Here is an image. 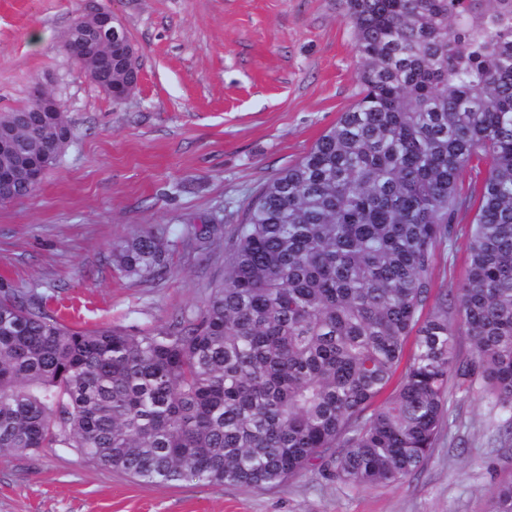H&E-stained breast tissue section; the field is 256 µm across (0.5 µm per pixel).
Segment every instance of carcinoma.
Returning <instances> with one entry per match:
<instances>
[{"label":"carcinoma","instance_id":"1","mask_svg":"<svg viewBox=\"0 0 512 512\" xmlns=\"http://www.w3.org/2000/svg\"><path fill=\"white\" fill-rule=\"evenodd\" d=\"M342 5L357 99L251 199L198 312L134 334L0 298V456L255 491L320 461L365 487L428 461L450 382L512 409V0ZM28 108L0 128L51 168L70 120ZM468 212L467 275L438 289ZM163 254L151 231L117 247L130 276ZM488 512H512V483Z\"/></svg>","mask_w":512,"mask_h":512}]
</instances>
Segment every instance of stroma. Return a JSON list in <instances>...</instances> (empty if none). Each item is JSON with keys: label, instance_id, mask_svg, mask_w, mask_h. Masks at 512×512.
Masks as SVG:
<instances>
[{"label": "stroma", "instance_id": "35a3bbf8", "mask_svg": "<svg viewBox=\"0 0 512 512\" xmlns=\"http://www.w3.org/2000/svg\"><path fill=\"white\" fill-rule=\"evenodd\" d=\"M141 49L134 95L115 103L63 47L87 0H0V115L46 82L74 137L28 198L0 203V287L65 323L147 332L204 304L253 195L355 101L340 0H105ZM471 214L439 252L437 285L464 278ZM161 233L167 272L125 276L113 250ZM512 412L482 383L450 384L427 463L353 489L316 465L263 491L147 486L69 449L0 457V512H485L512 482L499 433Z\"/></svg>", "mask_w": 512, "mask_h": 512}]
</instances>
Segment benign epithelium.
Here are the masks:
<instances>
[{"label": "benign epithelium", "mask_w": 512, "mask_h": 512, "mask_svg": "<svg viewBox=\"0 0 512 512\" xmlns=\"http://www.w3.org/2000/svg\"><path fill=\"white\" fill-rule=\"evenodd\" d=\"M65 43L77 52L71 54L74 61L86 73L91 82L100 78V70L108 69L120 76V82L100 87L113 102L128 100L137 90L140 79V48L129 37L122 19L111 9L96 7L83 12L82 23L71 30ZM31 111L38 113L42 121L50 120L60 112L54 94L41 82H36L29 93ZM20 171L31 189H36L45 173L39 161H28Z\"/></svg>", "instance_id": "1"}]
</instances>
